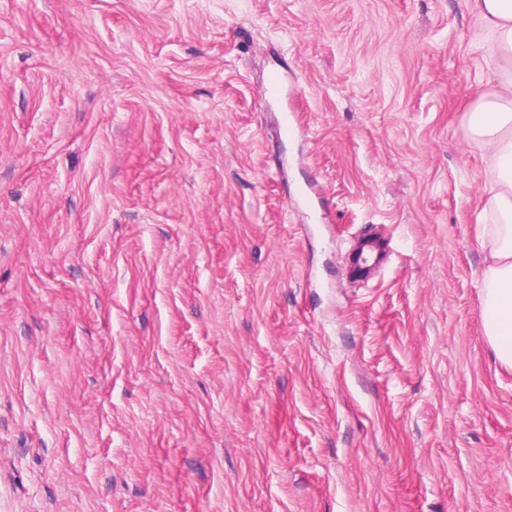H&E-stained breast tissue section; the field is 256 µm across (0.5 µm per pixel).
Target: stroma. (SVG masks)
<instances>
[{
  "label": "stroma",
  "instance_id": "1",
  "mask_svg": "<svg viewBox=\"0 0 512 512\" xmlns=\"http://www.w3.org/2000/svg\"><path fill=\"white\" fill-rule=\"evenodd\" d=\"M492 39L467 0H0V512H512ZM467 134L487 149L494 172L482 211L491 223L484 224L487 256L478 281L483 329L497 360L512 367V71L473 105ZM383 246L374 240H365L352 259V267L355 272H364L371 265L379 262L383 256Z\"/></svg>",
  "mask_w": 512,
  "mask_h": 512
}]
</instances>
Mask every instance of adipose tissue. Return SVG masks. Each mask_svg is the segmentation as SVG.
Listing matches in <instances>:
<instances>
[{"label":"adipose tissue","mask_w":512,"mask_h":512,"mask_svg":"<svg viewBox=\"0 0 512 512\" xmlns=\"http://www.w3.org/2000/svg\"><path fill=\"white\" fill-rule=\"evenodd\" d=\"M468 5L490 26L498 57L512 61V0H468ZM467 134L487 149L494 172L482 212L483 329L497 360L512 367V72L501 73L494 89L476 101Z\"/></svg>","instance_id":"ef3b65f1"}]
</instances>
